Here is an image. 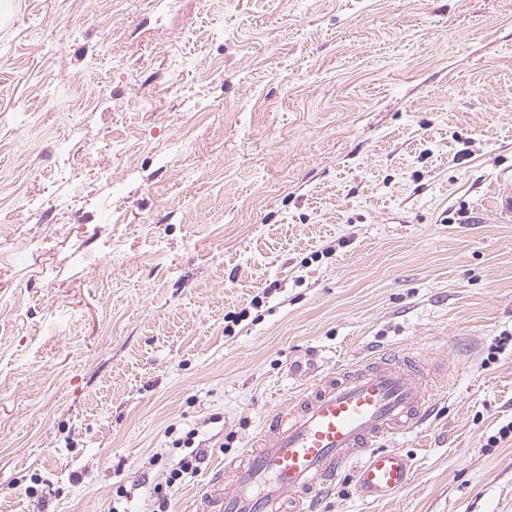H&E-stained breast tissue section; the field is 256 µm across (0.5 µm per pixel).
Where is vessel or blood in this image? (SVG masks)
<instances>
[{
    "instance_id": "1",
    "label": "vessel or blood",
    "mask_w": 512,
    "mask_h": 512,
    "mask_svg": "<svg viewBox=\"0 0 512 512\" xmlns=\"http://www.w3.org/2000/svg\"><path fill=\"white\" fill-rule=\"evenodd\" d=\"M441 371L409 349L316 375L272 416L204 493V512H317L318 497L353 465L361 492L390 499L409 483L410 460L382 447L433 408Z\"/></svg>"
}]
</instances>
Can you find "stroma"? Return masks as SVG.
Returning a JSON list of instances; mask_svg holds the SVG:
<instances>
[{
	"mask_svg": "<svg viewBox=\"0 0 512 512\" xmlns=\"http://www.w3.org/2000/svg\"><path fill=\"white\" fill-rule=\"evenodd\" d=\"M505 173L512 0H0V512H196L305 354L397 346L410 483L318 512H512ZM201 463L200 453L193 449L188 454L179 458L170 470L168 485H174L177 481L182 480L185 475L193 474Z\"/></svg>",
	"mask_w": 512,
	"mask_h": 512,
	"instance_id": "obj_1",
	"label": "stroma"
}]
</instances>
